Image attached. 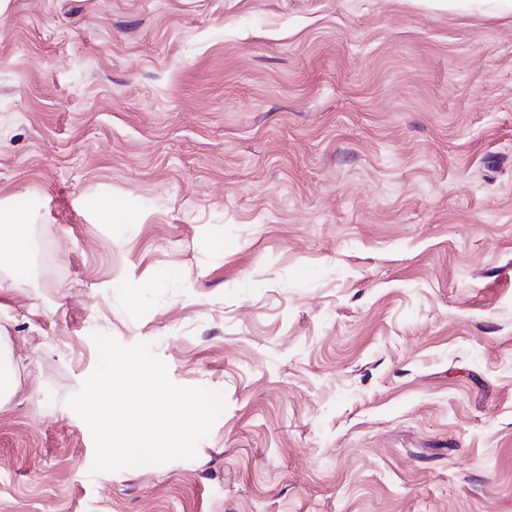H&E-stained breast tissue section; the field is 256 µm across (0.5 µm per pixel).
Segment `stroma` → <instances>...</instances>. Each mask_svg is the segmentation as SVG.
Instances as JSON below:
<instances>
[{
    "label": "stroma",
    "mask_w": 512,
    "mask_h": 512,
    "mask_svg": "<svg viewBox=\"0 0 512 512\" xmlns=\"http://www.w3.org/2000/svg\"><path fill=\"white\" fill-rule=\"evenodd\" d=\"M111 210H103V203ZM0 512H512V16L0 8ZM226 408L90 475L93 333ZM28 224L14 222L0 225V237L10 244L9 264L14 268H26L30 262V237ZM18 380L9 368V348L1 337L0 339V407L8 403L15 395Z\"/></svg>",
    "instance_id": "35a3bbf8"
}]
</instances>
